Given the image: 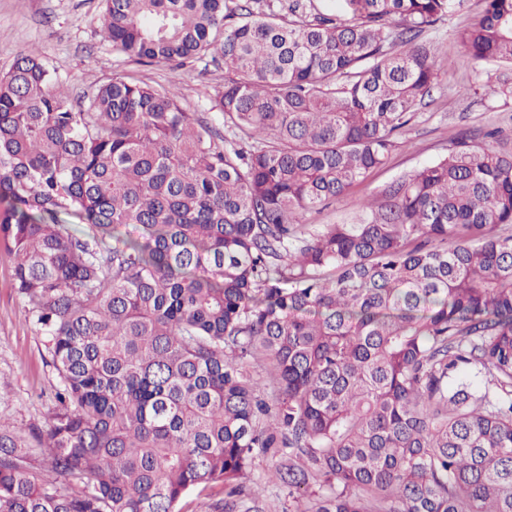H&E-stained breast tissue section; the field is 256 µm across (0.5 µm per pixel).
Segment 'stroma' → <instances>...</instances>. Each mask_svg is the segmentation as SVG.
Masks as SVG:
<instances>
[{"label":"stroma","mask_w":512,"mask_h":512,"mask_svg":"<svg viewBox=\"0 0 512 512\" xmlns=\"http://www.w3.org/2000/svg\"><path fill=\"white\" fill-rule=\"evenodd\" d=\"M483 8V0H463L451 16L420 36L421 44L441 51L440 77L431 98L399 137L388 163L321 213L309 215V223L359 222L368 201L387 183L447 155L461 130H498L500 148H512V100L497 93L501 66L475 61L454 47L459 32L474 23ZM100 14L101 0H0V73L35 49L69 87L74 103H81L84 94L112 74L121 73L169 89L186 111L216 122L209 98L224 85L223 69L200 63L177 69L164 63L128 62L113 52ZM26 316L13 288L11 259L0 251V418L11 433L28 439L33 429L44 430L51 423L59 378L43 336Z\"/></svg>","instance_id":"stroma-1"}]
</instances>
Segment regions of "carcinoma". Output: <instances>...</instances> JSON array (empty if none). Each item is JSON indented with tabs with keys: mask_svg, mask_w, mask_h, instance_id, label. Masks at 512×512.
I'll list each match as a JSON object with an SVG mask.
<instances>
[{
	"mask_svg": "<svg viewBox=\"0 0 512 512\" xmlns=\"http://www.w3.org/2000/svg\"><path fill=\"white\" fill-rule=\"evenodd\" d=\"M330 2L102 0L126 60L224 65L218 128L118 73L77 111L35 51L0 76V248L60 380L42 474L0 433V512H237L272 449L288 512H512V150L300 221L387 163L462 0ZM484 3L456 47L512 66ZM224 498L221 484H214L199 493L194 491L182 499L176 507V512H209V505Z\"/></svg>",
	"mask_w": 512,
	"mask_h": 512,
	"instance_id": "carcinoma-1",
	"label": "carcinoma"
}]
</instances>
